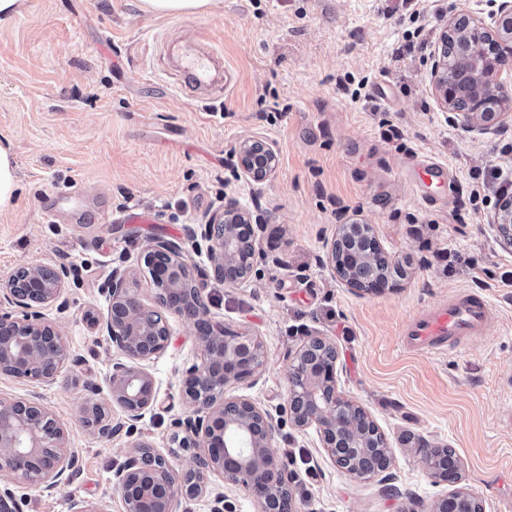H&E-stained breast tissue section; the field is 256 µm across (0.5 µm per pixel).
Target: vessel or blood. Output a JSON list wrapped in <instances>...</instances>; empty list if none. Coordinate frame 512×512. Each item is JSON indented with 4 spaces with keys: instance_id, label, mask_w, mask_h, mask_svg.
Returning <instances> with one entry per match:
<instances>
[{
    "instance_id": "1",
    "label": "vessel or blood",
    "mask_w": 512,
    "mask_h": 512,
    "mask_svg": "<svg viewBox=\"0 0 512 512\" xmlns=\"http://www.w3.org/2000/svg\"><path fill=\"white\" fill-rule=\"evenodd\" d=\"M212 57L188 52L184 55L180 77L186 91L204 93L214 83ZM416 186L424 187L443 182L448 176L446 164L426 160L415 170ZM495 312L479 294H451L440 304L413 317L401 337L404 350L446 354L456 352L474 338L483 335L494 320Z\"/></svg>"
}]
</instances>
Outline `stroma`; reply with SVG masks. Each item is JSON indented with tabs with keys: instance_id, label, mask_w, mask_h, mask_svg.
I'll return each mask as SVG.
<instances>
[{
	"instance_id": "1",
	"label": "stroma",
	"mask_w": 512,
	"mask_h": 512,
	"mask_svg": "<svg viewBox=\"0 0 512 512\" xmlns=\"http://www.w3.org/2000/svg\"><path fill=\"white\" fill-rule=\"evenodd\" d=\"M138 0H21L0 24V145L9 147L20 189L0 210V279L24 264L65 268L61 304L42 310L73 357L53 385L0 375V396L35 400L66 430L77 458L70 484L45 491L0 476L21 512H69L71 497L123 512L113 475L140 444L169 450L172 423L189 408L180 376L199 361L195 327L168 318V349L148 369L156 407L126 421L109 402V374L123 354L107 339L112 273L126 270L153 304L143 261L148 242L178 243L203 284L208 317L225 332L260 336L262 372L232 386L277 427L280 459L301 453L315 471L294 481L297 512H430L460 487L482 512H512V248L492 224L497 198L478 199L493 167L512 165V115L487 133L467 132L441 103L434 53L451 15L485 16V0H220L180 18L142 13ZM204 35L230 73L216 100L187 98L168 51ZM278 153L273 177L232 172L245 139ZM448 164L453 184L409 185L414 157ZM262 215L248 283L210 280L203 225L225 204ZM156 212L155 224H123L121 211ZM370 225L390 258L405 261L394 287L345 286L327 253L340 224ZM484 294L496 312L484 336L457 353L401 348L419 312L453 291ZM336 347V388L385 434L391 463L363 479L342 472L316 427L288 411L290 364L309 336ZM109 403L118 430L92 434L80 408ZM453 449L457 484L434 482L418 438ZM211 493L178 512H211L223 494L231 512L252 498L210 478Z\"/></svg>"
}]
</instances>
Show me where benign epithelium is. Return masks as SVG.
Wrapping results in <instances>:
<instances>
[{
	"instance_id": "7a95c632",
	"label": "benign epithelium",
	"mask_w": 512,
	"mask_h": 512,
	"mask_svg": "<svg viewBox=\"0 0 512 512\" xmlns=\"http://www.w3.org/2000/svg\"><path fill=\"white\" fill-rule=\"evenodd\" d=\"M491 2L496 9L486 20L464 11L448 18L433 64L444 106L467 132L484 133L512 112V0ZM238 161L246 177L263 181L275 172L277 152L253 137L240 144ZM493 224L511 247L512 195L499 202ZM204 234L210 242L212 281L226 287L245 283L249 276L239 275L235 267L255 253L250 213L229 203L210 216ZM144 264L158 284L155 306L140 300L136 277L112 273L105 326L109 341L127 358L112 366V401L133 422L156 405L158 390L147 363L169 346L162 312L193 322L202 356L182 371L180 393L191 413L174 422L170 436L176 447L194 449L189 465L178 470L163 454L140 446L115 473L113 486L124 512H176L180 500L210 493L213 474L248 492L257 512H274L271 505L276 499L293 500L294 482L272 451L276 427L251 400L227 395L228 388L264 368L263 341L249 333L226 336L224 329L211 324L199 289L183 287L185 278L193 274L177 243L153 240L144 249ZM63 274L49 265L21 266L0 289V375L51 384L71 361L60 333L40 313V308L60 299ZM315 344L329 341L311 335L292 359L288 391L292 421L299 428L316 425L323 449L336 466L364 478L354 457V449L360 447L359 431L349 425V436L336 433V428L348 425L357 405L336 391V358L303 361V354ZM81 413L93 433L112 436L114 427L105 404L88 399ZM66 442L63 427L49 409L31 400L0 398V473L46 490L68 484L75 457ZM417 453L437 481L458 478V459L439 462L424 439L418 440Z\"/></svg>"
}]
</instances>
